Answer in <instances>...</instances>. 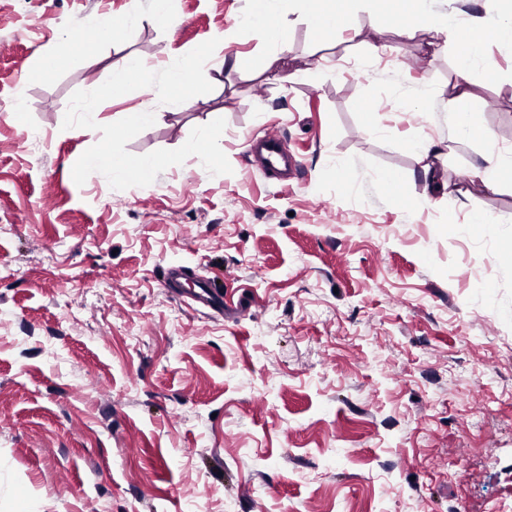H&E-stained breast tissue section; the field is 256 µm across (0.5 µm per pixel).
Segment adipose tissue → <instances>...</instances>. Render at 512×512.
<instances>
[{"label":"adipose tissue","mask_w":512,"mask_h":512,"mask_svg":"<svg viewBox=\"0 0 512 512\" xmlns=\"http://www.w3.org/2000/svg\"><path fill=\"white\" fill-rule=\"evenodd\" d=\"M287 0H256V8L244 19L246 26L256 29L262 36L265 49L270 56H277L287 45L290 23L285 15ZM405 13L393 14L388 18L390 25L406 36H413L417 24H425L444 42L456 50L460 75H467L484 68V37L482 21L474 17L461 23L451 17L442 16L438 10V0H405ZM212 67L221 72V65L211 62L206 53H197L182 62L163 65H150L143 61L131 63L126 71L113 75L114 81L124 80L126 74H133L142 90L151 100L149 106L139 109L132 115L133 122L141 128L155 124L166 112L178 111L182 97L188 88L184 79L187 72L197 68ZM456 135L471 138L481 136L490 140L492 149L485 158V166L477 171V178L491 183L512 177V142L491 139L489 132L479 131L475 113L470 104L466 89H459L449 101Z\"/></svg>","instance_id":"obj_1"}]
</instances>
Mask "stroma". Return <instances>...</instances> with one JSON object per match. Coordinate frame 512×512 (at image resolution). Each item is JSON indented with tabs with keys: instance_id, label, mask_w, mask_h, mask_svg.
Here are the masks:
<instances>
[{
	"instance_id": "obj_1",
	"label": "stroma",
	"mask_w": 512,
	"mask_h": 512,
	"mask_svg": "<svg viewBox=\"0 0 512 512\" xmlns=\"http://www.w3.org/2000/svg\"><path fill=\"white\" fill-rule=\"evenodd\" d=\"M311 7L288 0L273 58L240 23L254 0H170L172 29L111 40L101 17L133 0H0V461L42 512H512L507 242L448 227L512 226V181L474 178L488 145L448 118L467 83L512 140V50L486 41L464 79L433 32L386 23L399 0H353L332 40ZM201 46L236 67L191 74L179 111L135 126L145 95L113 70ZM391 67L429 82L433 121L389 103ZM90 96L101 131L71 135ZM425 133L450 142L435 191ZM271 134L298 164L284 182L251 152ZM102 151L179 164L115 181L87 162ZM339 166L393 191L354 206ZM179 265L223 288V317L164 287Z\"/></svg>"
}]
</instances>
